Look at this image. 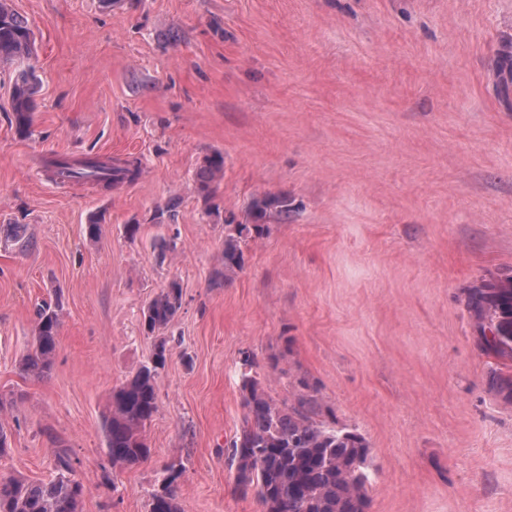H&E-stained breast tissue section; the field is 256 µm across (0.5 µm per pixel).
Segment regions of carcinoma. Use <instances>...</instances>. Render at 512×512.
Segmentation results:
<instances>
[{"label": "carcinoma", "instance_id": "obj_1", "mask_svg": "<svg viewBox=\"0 0 512 512\" xmlns=\"http://www.w3.org/2000/svg\"><path fill=\"white\" fill-rule=\"evenodd\" d=\"M36 53L34 32L9 0H0V63L17 65L10 92V109L17 129L33 134L36 95L40 79L27 64ZM47 166L60 178L90 182L106 188L132 184L141 176L135 159L99 156L71 160L54 157ZM224 159L207 160L199 175V190L210 194V184L223 173ZM288 196L265 194L249 204L246 222L231 215L225 219L224 271L229 280L243 269L244 247L268 231V220L288 219ZM181 288H166L143 310V330L158 340L160 351L141 364L125 383L112 390L109 415L104 420L106 448L112 468L130 469L150 453L146 425L159 409L158 379L165 368L168 331L181 307ZM467 308L479 323L483 350L512 355V273L469 290ZM33 344L19 369L37 379L48 377L63 323L64 305L59 292L51 301L37 304ZM239 390L243 417L227 444L229 468L235 489L256 490L262 512H368L367 486L373 465L369 444L355 428L332 426L322 419L323 405L317 389L306 379L297 391L279 402L269 394L267 381L279 358H269L271 372L262 376L254 354L242 352ZM180 473L167 470L150 494L148 512H181L178 501ZM83 485L75 479L68 454L56 452V473L47 481L0 477V512H81Z\"/></svg>", "mask_w": 512, "mask_h": 512}]
</instances>
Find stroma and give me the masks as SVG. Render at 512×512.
I'll use <instances>...</instances> for the list:
<instances>
[{
  "label": "stroma",
  "instance_id": "stroma-1",
  "mask_svg": "<svg viewBox=\"0 0 512 512\" xmlns=\"http://www.w3.org/2000/svg\"><path fill=\"white\" fill-rule=\"evenodd\" d=\"M36 38L32 136L0 64V475L47 480L67 450L82 512H260L225 459L240 357L315 385L368 441L369 512H512V357L482 350L466 291L512 271V0H12ZM224 177L198 190L207 157ZM55 155L137 159L132 184L53 181ZM284 194L231 281L224 218ZM179 197L175 219L154 216ZM102 232L86 234L91 217ZM24 225L33 244L9 237ZM139 225L128 237L126 225ZM182 288L145 428L113 469V388L151 355L142 310ZM61 291L54 369L22 375L36 303ZM112 485H104V475ZM180 473L171 469L150 494L148 512H181L178 501V480Z\"/></svg>",
  "mask_w": 512,
  "mask_h": 512
}]
</instances>
